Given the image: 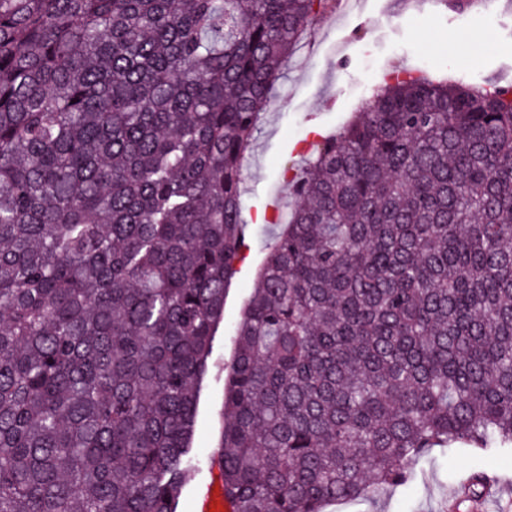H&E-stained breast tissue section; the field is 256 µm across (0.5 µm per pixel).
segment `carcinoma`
<instances>
[{"label":"carcinoma","mask_w":512,"mask_h":512,"mask_svg":"<svg viewBox=\"0 0 512 512\" xmlns=\"http://www.w3.org/2000/svg\"><path fill=\"white\" fill-rule=\"evenodd\" d=\"M329 2L0 0V512H175L243 162ZM292 183L224 380L235 512L512 452V82L395 70Z\"/></svg>","instance_id":"carcinoma-1"}]
</instances>
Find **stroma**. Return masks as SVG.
I'll use <instances>...</instances> for the list:
<instances>
[{
    "mask_svg": "<svg viewBox=\"0 0 512 512\" xmlns=\"http://www.w3.org/2000/svg\"><path fill=\"white\" fill-rule=\"evenodd\" d=\"M479 11L476 5L457 7L454 0H359L351 8L333 0L286 63L245 162L243 207L250 226L224 298V321L209 369L199 385L194 460L176 512H196L194 495L215 470L224 427V379L234 356L236 326L276 231L268 219L271 208L291 195V175L320 145L322 134L359 111L390 72L445 74L478 84L512 76V0H499L490 18L460 25L461 17ZM469 41L481 44L480 54L467 52ZM406 469L410 478L404 485L328 504L326 512H449L460 479L480 469L498 475L500 495L486 512H512L511 456L436 448Z\"/></svg>",
    "mask_w": 512,
    "mask_h": 512,
    "instance_id": "stroma-1",
    "label": "stroma"
}]
</instances>
